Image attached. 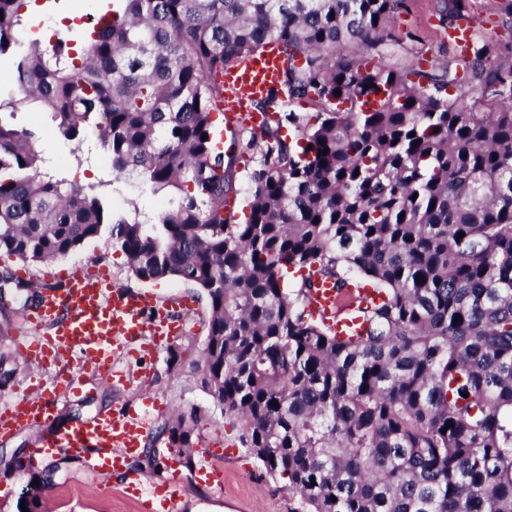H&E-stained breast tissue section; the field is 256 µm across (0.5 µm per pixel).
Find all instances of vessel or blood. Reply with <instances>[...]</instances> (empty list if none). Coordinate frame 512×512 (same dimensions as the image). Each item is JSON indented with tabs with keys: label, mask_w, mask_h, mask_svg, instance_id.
Masks as SVG:
<instances>
[{
	"label": "vessel or blood",
	"mask_w": 512,
	"mask_h": 512,
	"mask_svg": "<svg viewBox=\"0 0 512 512\" xmlns=\"http://www.w3.org/2000/svg\"><path fill=\"white\" fill-rule=\"evenodd\" d=\"M473 27L468 18L450 25L449 43L459 51H471ZM286 65V58L271 45L241 59L220 75L226 132H236L242 124L258 128L269 122V114L255 111L253 104L278 83ZM377 299L376 293L363 289L357 305L341 309L333 281L321 280L312 293L311 307L334 323L338 335L348 336L359 322V306ZM179 307V312H172L160 307L152 294L117 285L103 268L74 271L64 287L42 294L32 306L27 317L30 331L16 343L24 358L53 369L54 374L50 382L29 385L14 401L0 406V432L5 434L23 425L47 424L58 401L74 392L82 366H95L100 376L108 378L116 351L135 342L147 351L181 335L182 312L189 304L183 301ZM158 406V400L150 398L137 408L119 406L40 440L36 452L42 455L59 450L93 458L98 475H106L122 468L126 457L136 453ZM199 454V474L209 484H223L224 471L212 461L214 449L203 448ZM181 492L179 482L163 479L161 486L147 491L144 512H179Z\"/></svg>",
	"instance_id": "b4317fda"
}]
</instances>
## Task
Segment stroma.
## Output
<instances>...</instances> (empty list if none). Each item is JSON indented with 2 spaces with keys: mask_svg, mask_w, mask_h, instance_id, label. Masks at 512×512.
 <instances>
[{
  "mask_svg": "<svg viewBox=\"0 0 512 512\" xmlns=\"http://www.w3.org/2000/svg\"><path fill=\"white\" fill-rule=\"evenodd\" d=\"M36 7L39 27L35 34L46 37L57 33L59 26L78 27L81 20L95 7L94 0H32ZM406 7L390 16L387 24L396 32H413L414 40L406 42L409 57L423 58L437 65L454 54L446 35L448 23L441 11L443 0H405ZM472 13L483 18L482 33L486 39L512 43V16L507 15L504 0H469ZM16 121L20 126L37 129L39 147L44 158L68 157L65 170L70 179L80 183L113 182L112 170L95 139L86 140L81 149L83 162L72 161L74 146L61 139L49 125L46 115L28 103L17 106ZM90 265L107 267L113 281L134 291H149L159 296L161 304L174 305L178 298L191 297L196 308L186 319V333L175 343H160L149 353L150 372L137 375L134 358L117 352V368L124 380L86 377L80 390L59 401L50 428L29 426L0 435V512H15V504L24 480L13 471L9 461L19 456L32 461L38 469L52 466L60 452L32 455L46 431L64 430L72 424L93 418L114 403H140L146 396L158 398L160 407L154 413V429L145 440L146 447L155 450L158 458L167 455L165 438L158 429L177 412L197 410L200 415V435L217 447L237 448L239 461L224 466L223 486L206 484L192 470H182L186 492L181 500V512H288L290 496L282 481L271 479L247 448L242 447L239 431L232 427L223 411L216 407L200 384L198 362L208 334V302L205 294L192 284L165 279L143 282L128 270L121 251L106 246L103 241H86L72 254L46 263L30 264L36 285H56L60 274ZM5 306H0V353L15 356L18 367L13 382L0 390V405L11 402L30 380L48 379L49 371L18 357L16 341L27 330L26 314L20 306L23 295L14 286L4 290ZM179 347L181 362L168 368L169 347ZM50 512H140V494L129 488L124 476L108 474L106 480L94 478L87 463L71 465L53 478L48 493Z\"/></svg>",
  "mask_w": 512,
  "mask_h": 512,
  "instance_id": "35a3bbf8",
  "label": "stroma"
}]
</instances>
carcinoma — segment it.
<instances>
[{
  "label": "carcinoma",
  "mask_w": 512,
  "mask_h": 512,
  "mask_svg": "<svg viewBox=\"0 0 512 512\" xmlns=\"http://www.w3.org/2000/svg\"><path fill=\"white\" fill-rule=\"evenodd\" d=\"M403 6L112 0L80 42L26 44L27 0H0V252L47 262L102 239L137 279L200 288L201 387L285 481L288 512H512V64L477 17L470 55L422 69L384 24ZM270 41L288 66L255 103L277 119L233 135L255 160L240 223L214 77ZM16 88L166 205L114 207L46 167ZM317 278L383 294L357 340L308 310ZM199 422L161 426L189 470ZM14 468L16 512H45L50 472Z\"/></svg>",
  "instance_id": "1"
}]
</instances>
